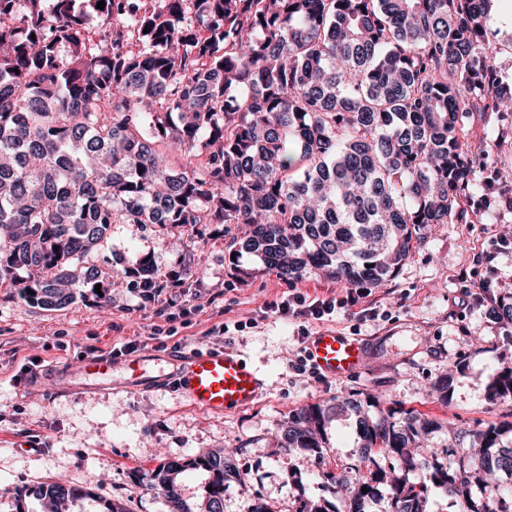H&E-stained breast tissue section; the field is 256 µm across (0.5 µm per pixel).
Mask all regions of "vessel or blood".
I'll return each instance as SVG.
<instances>
[{"instance_id":"obj_1","label":"vessel or blood","mask_w":512,"mask_h":512,"mask_svg":"<svg viewBox=\"0 0 512 512\" xmlns=\"http://www.w3.org/2000/svg\"><path fill=\"white\" fill-rule=\"evenodd\" d=\"M306 355L320 374L329 379L359 373L366 350L359 338L337 331H320L306 343ZM123 370L129 386L144 389L157 383L175 382L195 409L224 413L251 407L264 393L265 380L236 350L204 351L185 359L109 355L87 358L81 367L90 385L107 386L112 373Z\"/></svg>"}]
</instances>
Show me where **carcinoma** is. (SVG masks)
<instances>
[{
	"label": "carcinoma",
	"mask_w": 512,
	"mask_h": 512,
	"mask_svg": "<svg viewBox=\"0 0 512 512\" xmlns=\"http://www.w3.org/2000/svg\"><path fill=\"white\" fill-rule=\"evenodd\" d=\"M0 0V287L44 310L72 305L112 279L88 263L114 224L162 236L209 224H246L232 264L247 255L287 280L317 274L374 288L391 278L431 224L497 220L493 195L512 168L477 161L469 139L479 112H512V83L491 44L498 0ZM102 18L93 32L86 19ZM149 32H144V29ZM18 72H13V69ZM184 288L196 267L178 261ZM119 275L148 300L170 287L154 255ZM492 399H512V369L491 378ZM359 416L364 451L413 466L427 433L407 414ZM328 411L290 417L279 447H322ZM485 466L357 478V495L392 494L395 512H424L428 481L458 495L512 475L499 431L473 433ZM210 474L202 503L182 497L179 475ZM236 469L219 452L161 463L149 488L172 512H224ZM367 493H362V489ZM69 512L89 495L73 480L12 490Z\"/></svg>",
	"instance_id": "carcinoma-1"
}]
</instances>
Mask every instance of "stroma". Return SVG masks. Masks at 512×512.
Returning <instances> with one entry per match:
<instances>
[{"label":"stroma","mask_w":512,"mask_h":512,"mask_svg":"<svg viewBox=\"0 0 512 512\" xmlns=\"http://www.w3.org/2000/svg\"><path fill=\"white\" fill-rule=\"evenodd\" d=\"M510 226L509 213L498 224L431 225L393 277L356 292L316 275L290 282L247 257L235 268L229 257L248 231L242 224L197 241L198 268L188 287L164 289L152 302L121 287L113 289L108 308L89 297L48 311L0 288V512H17L11 488L64 475L80 477L90 492L70 512H100L107 501L126 512H168L165 498L145 489L144 476L163 460L219 448L252 482L247 495L237 482L226 484L224 512H299L307 503L334 512L338 499L355 489L346 465L375 476L396 468L395 459L362 453L355 420L344 414L327 424L318 450L288 452L278 443L289 416L313 405L331 407L354 392L376 395L371 418L404 409L435 423L405 474L408 483L433 467L458 466L460 455L449 446L454 430L498 427L502 445L512 447V400L487 395L493 374L512 368V325L494 309L495 299L512 298V245L498 242ZM179 248L141 225L116 224L108 247L92 261L120 270L151 253L165 272L174 268ZM489 253L495 298L474 306L468 297L487 276L477 259ZM291 293L344 300L307 328L360 337L367 356L359 374L330 380L292 368L303 347L298 324L267 308ZM369 307L379 310L378 318H363ZM222 324L226 333L210 335ZM135 339L143 342L142 356L233 348L265 375V394L250 408L215 415L194 409L169 382L127 387L119 370L110 389L83 385L88 348L109 353ZM62 366L69 378L56 375ZM445 376L452 383L443 401L430 387Z\"/></svg>","instance_id":"1"}]
</instances>
